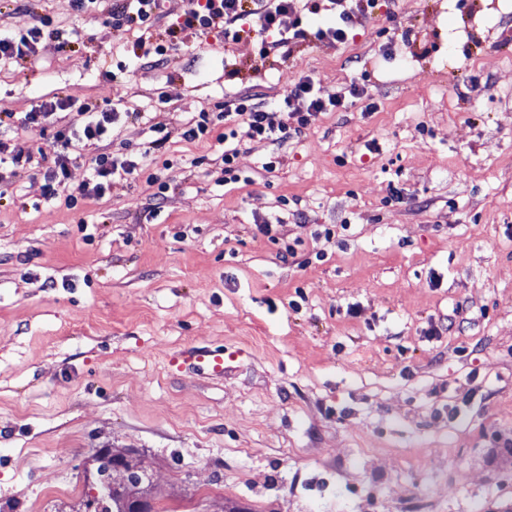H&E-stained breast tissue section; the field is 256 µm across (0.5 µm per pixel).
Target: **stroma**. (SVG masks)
I'll return each mask as SVG.
<instances>
[{"mask_svg": "<svg viewBox=\"0 0 512 512\" xmlns=\"http://www.w3.org/2000/svg\"><path fill=\"white\" fill-rule=\"evenodd\" d=\"M29 9L77 40L0 69V110L124 103L132 155L300 72L344 105L248 143L235 184L191 164L216 138H171L156 215L130 177L74 210L36 170L0 182V512H78L105 447L141 453L156 512H512V0H383L341 43L207 36L154 67L101 11ZM276 220L301 241L285 263L255 234ZM193 345L223 348V376L171 366Z\"/></svg>", "mask_w": 512, "mask_h": 512, "instance_id": "stroma-1", "label": "stroma"}]
</instances>
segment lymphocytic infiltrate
I'll return each instance as SVG.
<instances>
[{
    "instance_id": "lymphocytic-infiltrate-1",
    "label": "lymphocytic infiltrate",
    "mask_w": 512,
    "mask_h": 512,
    "mask_svg": "<svg viewBox=\"0 0 512 512\" xmlns=\"http://www.w3.org/2000/svg\"><path fill=\"white\" fill-rule=\"evenodd\" d=\"M16 13L24 20L10 33H0V68L33 57L37 43L46 37L69 43L72 31L55 26L51 17L29 18L25 0H12ZM180 8H172L168 0H73L76 12L91 8L102 9L116 39L130 45L139 58L152 59L155 64L167 61L169 45L178 44L194 50L202 35L220 30L225 43L237 42L242 33H253L260 57L275 50L291 52L293 46L308 37L319 40H346L351 29L372 17L378 0H180ZM330 11L336 17L335 26L308 32L310 16ZM173 22L166 30L168 43H153L148 38L150 28L165 17ZM230 112H200L198 116L177 124L175 128L153 126L154 137L139 158L120 151L105 150L112 139V130L120 121L132 119L130 111H97L79 96L67 94L42 103L27 112L20 128L24 131L47 133L46 150L38 157L6 156L7 144L0 140V166L13 168L36 167L44 180L43 197L63 200L73 209L88 197H103L112 179L130 176L144 179L153 187L152 199L162 203L168 189L157 173L152 172V158L161 152L171 137L186 142L202 141L213 132L216 123H223L224 132L218 141L223 144L221 180L239 182L236 166L240 147L247 140L280 143L308 129L318 117L342 107V97L322 93L311 75L300 73L291 81L287 96L276 104L258 100L250 93L238 94ZM76 111L77 121L63 119V112ZM88 160V176L79 186L68 183L69 166L80 158Z\"/></svg>"
}]
</instances>
